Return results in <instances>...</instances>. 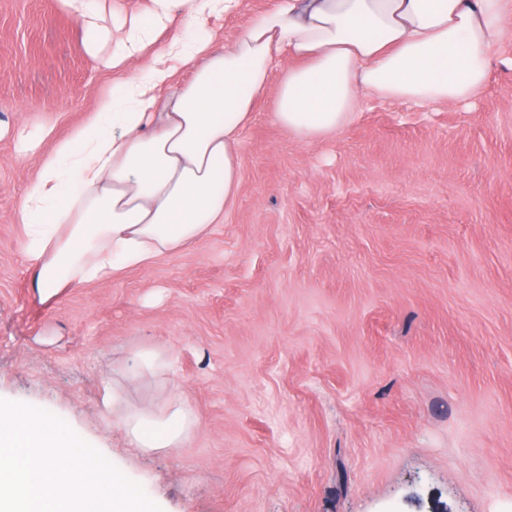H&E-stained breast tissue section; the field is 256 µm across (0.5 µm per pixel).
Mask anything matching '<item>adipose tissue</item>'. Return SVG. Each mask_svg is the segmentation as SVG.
Listing matches in <instances>:
<instances>
[{
    "instance_id": "ef3b65f1",
    "label": "adipose tissue",
    "mask_w": 512,
    "mask_h": 512,
    "mask_svg": "<svg viewBox=\"0 0 512 512\" xmlns=\"http://www.w3.org/2000/svg\"><path fill=\"white\" fill-rule=\"evenodd\" d=\"M239 4L152 0L153 28L177 16L188 27L165 57L189 67L190 80L168 90L165 58L142 63L146 43L135 22L112 51L113 67L134 74L113 86L110 103L46 153L49 130L20 132V155L42 154L17 209L40 301L148 267L223 223L240 186L239 138L277 60L291 66L274 118L297 139H315L345 125L366 95L448 105L477 98L512 16V0H278L214 47L208 19ZM103 406L142 453L181 447L194 425L180 396L158 415L129 409L122 392L108 388Z\"/></svg>"
}]
</instances>
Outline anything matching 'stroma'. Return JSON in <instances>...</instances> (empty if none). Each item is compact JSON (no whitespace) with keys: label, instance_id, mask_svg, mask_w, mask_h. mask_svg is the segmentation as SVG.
I'll list each match as a JSON object with an SVG mask.
<instances>
[{"label":"stroma","instance_id":"stroma-1","mask_svg":"<svg viewBox=\"0 0 512 512\" xmlns=\"http://www.w3.org/2000/svg\"><path fill=\"white\" fill-rule=\"evenodd\" d=\"M276 0L211 18L216 46ZM96 43L64 0H0V400L63 419L162 512H512V33L469 104L363 98L301 141L273 118L278 60L239 139L223 224L152 266L39 302L19 202L41 159L129 71L151 0H103ZM157 347L174 373L128 379ZM181 394L184 447L134 454L101 395Z\"/></svg>","mask_w":512,"mask_h":512}]
</instances>
